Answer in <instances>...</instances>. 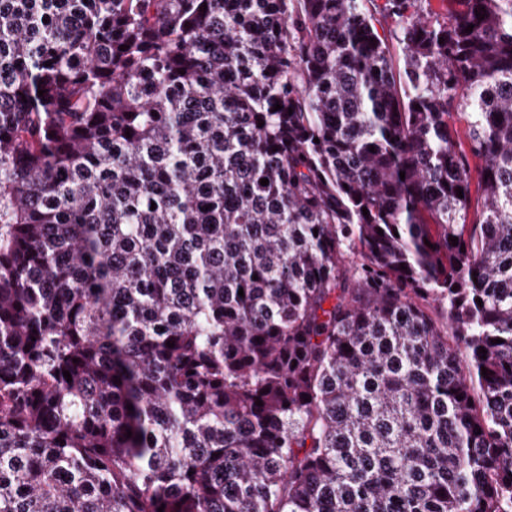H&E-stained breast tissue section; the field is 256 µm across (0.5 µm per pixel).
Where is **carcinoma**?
Returning a JSON list of instances; mask_svg holds the SVG:
<instances>
[{
    "instance_id": "obj_1",
    "label": "carcinoma",
    "mask_w": 512,
    "mask_h": 512,
    "mask_svg": "<svg viewBox=\"0 0 512 512\" xmlns=\"http://www.w3.org/2000/svg\"><path fill=\"white\" fill-rule=\"evenodd\" d=\"M365 2L0 0V512H512V0ZM383 0H376L368 2L366 7L375 17L376 27L379 33L385 37L386 44L389 48L390 54L393 58V62L396 66H402L403 64V44L397 39V31L395 30V24L393 21L385 17L381 10Z\"/></svg>"
}]
</instances>
